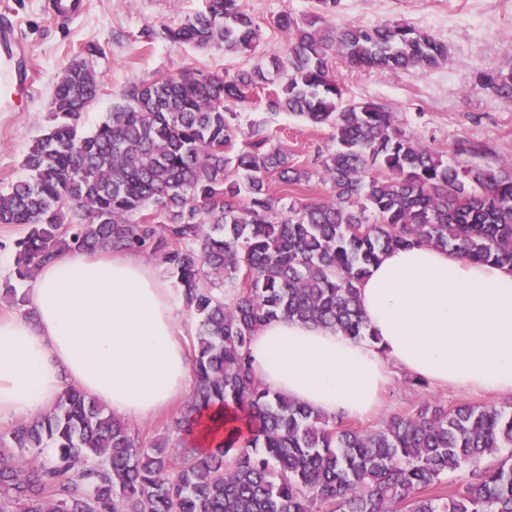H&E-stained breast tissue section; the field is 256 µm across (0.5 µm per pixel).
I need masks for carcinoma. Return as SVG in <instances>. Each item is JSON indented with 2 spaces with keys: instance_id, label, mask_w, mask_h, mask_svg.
<instances>
[{
  "instance_id": "cac0c4a2",
  "label": "carcinoma",
  "mask_w": 512,
  "mask_h": 512,
  "mask_svg": "<svg viewBox=\"0 0 512 512\" xmlns=\"http://www.w3.org/2000/svg\"><path fill=\"white\" fill-rule=\"evenodd\" d=\"M304 18L278 15L285 56L233 75L183 72L134 83L94 130L80 117L101 90L86 61L54 88L53 125L23 159L30 177L0 193L14 279L0 300L25 309L16 283L62 252L125 251L160 259L199 318L191 394L177 438L140 442L129 425L69 385L48 410L0 435V512H512V407L424 401L375 427L327 416L256 377L251 340L288 317L370 339L358 286L386 252L413 245L512 267V169L451 162L407 136L393 113L346 103L333 72H421L448 58L428 31L398 22L333 23L337 0ZM175 44L251 52L259 26L240 0H204ZM282 75L269 90V74ZM479 83L512 98V72ZM257 96L334 130L312 171L291 164L263 127L235 148L229 103ZM324 200L291 203L313 174ZM141 219H135V215ZM209 448L186 449L195 428ZM467 472L464 483L442 478ZM269 186L273 197L282 199L281 203L286 205L294 200L307 202L325 199L332 194L330 184L321 181L317 175H313L309 183H303L297 190H284L285 188L274 178L270 179Z\"/></svg>"
}]
</instances>
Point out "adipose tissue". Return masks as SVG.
I'll return each instance as SVG.
<instances>
[{
  "instance_id": "adipose-tissue-1",
  "label": "adipose tissue",
  "mask_w": 512,
  "mask_h": 512,
  "mask_svg": "<svg viewBox=\"0 0 512 512\" xmlns=\"http://www.w3.org/2000/svg\"><path fill=\"white\" fill-rule=\"evenodd\" d=\"M372 333L278 319L249 351L273 391L363 417L390 369L463 392L512 394V268L427 246L394 250L359 287ZM34 316H0V419H26L73 384L144 420L189 386L193 352L158 268L136 253H65L43 266Z\"/></svg>"
}]
</instances>
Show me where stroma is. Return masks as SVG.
Instances as JSON below:
<instances>
[{
	"label": "stroma",
	"instance_id": "35a3bbf8",
	"mask_svg": "<svg viewBox=\"0 0 512 512\" xmlns=\"http://www.w3.org/2000/svg\"><path fill=\"white\" fill-rule=\"evenodd\" d=\"M203 0H87V10L63 25L47 12L46 0H0V21L19 31L33 70V94L15 112H0V191L27 178L22 161L33 140L53 123L52 94L74 58L99 74L98 98L83 113L94 128L120 102L131 84L184 71L234 74L282 51L286 36L275 20L289 12L302 17L319 11L318 0H241L260 27L255 53L227 55L218 49L178 45L163 35L201 9ZM335 22L371 25L400 21L427 30L448 45V59L419 73H375L336 64L334 71L347 100L372 102L393 112L406 134L450 160L500 170L512 168V100L483 89L481 72L512 70V0H339ZM239 141L253 127L268 126L292 163L315 166L318 155L335 149L333 131L288 113L270 114L257 100L234 105ZM407 373L394 375L380 407L364 423L380 424L389 415L414 411L423 400L512 406V395L467 393L432 385L416 389Z\"/></svg>",
	"mask_w": 512,
	"mask_h": 512
}]
</instances>
